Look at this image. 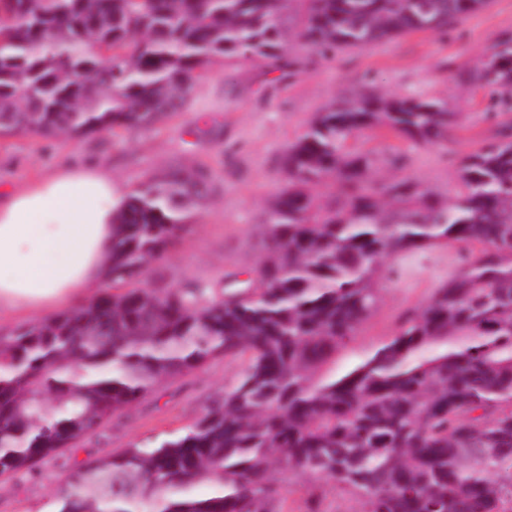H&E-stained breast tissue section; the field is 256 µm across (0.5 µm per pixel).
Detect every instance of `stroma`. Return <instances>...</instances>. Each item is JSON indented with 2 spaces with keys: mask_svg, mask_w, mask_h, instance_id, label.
Here are the masks:
<instances>
[{
  "mask_svg": "<svg viewBox=\"0 0 512 512\" xmlns=\"http://www.w3.org/2000/svg\"><path fill=\"white\" fill-rule=\"evenodd\" d=\"M512 33V0L492 4L449 29L415 32L363 49L348 50L330 62L308 63V50L292 51L306 64L288 79L267 73L250 58L213 66L197 86L190 107L157 133L115 143L111 135L40 140H0V186L22 185L64 160H101L126 191L171 162L211 163L220 182L183 232L179 244L145 273L154 288L191 282L223 284L229 275L258 265L264 210L282 184L281 156L304 131L310 118L353 88L371 82L383 92L423 93L446 98L457 125L447 150L415 145L401 138L366 132L356 146L404 158V173L441 196L458 188L460 159L512 123L498 94L467 82L479 54L505 33ZM398 278L387 285L378 313L360 335L336 356L337 374L360 361L361 353L391 336L399 317L424 304L457 270L446 246L417 250L400 258ZM236 365L217 359L193 374L162 386L155 396L124 409L103 436L45 462L31 475L14 477L0 490V512H56V486L73 466L96 459L129 442L164 438L191 425L204 407L224 392Z\"/></svg>",
  "mask_w": 512,
  "mask_h": 512,
  "instance_id": "1",
  "label": "stroma"
}]
</instances>
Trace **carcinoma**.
<instances>
[{"label": "carcinoma", "mask_w": 512, "mask_h": 512, "mask_svg": "<svg viewBox=\"0 0 512 512\" xmlns=\"http://www.w3.org/2000/svg\"><path fill=\"white\" fill-rule=\"evenodd\" d=\"M489 0H0V139L153 131L213 64L247 52L285 79ZM512 86V35L469 73ZM444 98L366 86L316 113L285 150L255 276L150 288L147 267L213 189L170 164L115 217L110 289L0 334V478L28 473L116 414L222 358L240 370L185 429L73 468L57 512H288L284 482L332 485L347 512H512V127L466 155L443 198L350 146L383 131L442 150ZM457 250L460 270L341 377L336 354L383 300L394 260ZM211 484L200 497L194 489Z\"/></svg>", "instance_id": "1"}]
</instances>
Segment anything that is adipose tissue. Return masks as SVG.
I'll list each match as a JSON object with an SVG mask.
<instances>
[{
  "mask_svg": "<svg viewBox=\"0 0 512 512\" xmlns=\"http://www.w3.org/2000/svg\"><path fill=\"white\" fill-rule=\"evenodd\" d=\"M124 200L103 163L65 162L0 190V323L53 316L107 287Z\"/></svg>",
  "mask_w": 512,
  "mask_h": 512,
  "instance_id": "1",
  "label": "adipose tissue"
}]
</instances>
